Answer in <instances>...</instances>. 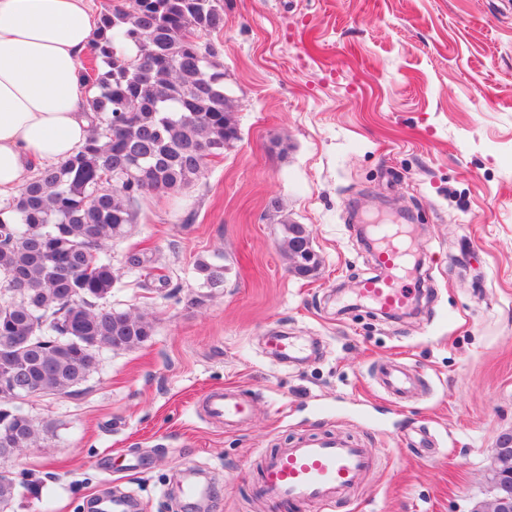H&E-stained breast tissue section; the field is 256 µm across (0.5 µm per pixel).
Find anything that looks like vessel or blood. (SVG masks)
I'll return each instance as SVG.
<instances>
[{
  "label": "vessel or blood",
  "instance_id": "vessel-or-blood-1",
  "mask_svg": "<svg viewBox=\"0 0 512 512\" xmlns=\"http://www.w3.org/2000/svg\"><path fill=\"white\" fill-rule=\"evenodd\" d=\"M376 230L381 244L375 261L385 275L361 281L358 293L394 312L407 304L408 293L401 282L408 271L412 248L398 225L380 224ZM379 380L385 391L398 396L414 386L408 370L394 365L380 368ZM200 408L206 418L221 424L244 422L250 412L238 394L222 390L208 393ZM374 464L371 449L347 436L301 439L264 457L261 495L288 506H332L349 496Z\"/></svg>",
  "mask_w": 512,
  "mask_h": 512
}]
</instances>
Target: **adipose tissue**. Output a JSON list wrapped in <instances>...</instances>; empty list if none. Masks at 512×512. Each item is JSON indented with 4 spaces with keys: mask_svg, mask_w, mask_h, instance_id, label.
Listing matches in <instances>:
<instances>
[{
    "mask_svg": "<svg viewBox=\"0 0 512 512\" xmlns=\"http://www.w3.org/2000/svg\"><path fill=\"white\" fill-rule=\"evenodd\" d=\"M98 27L90 0H0V202L86 141L81 61Z\"/></svg>",
    "mask_w": 512,
    "mask_h": 512,
    "instance_id": "obj_1",
    "label": "adipose tissue"
}]
</instances>
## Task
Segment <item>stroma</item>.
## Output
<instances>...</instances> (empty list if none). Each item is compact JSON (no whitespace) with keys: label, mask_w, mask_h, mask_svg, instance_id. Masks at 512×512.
I'll return each mask as SVG.
<instances>
[{"label":"stroma","mask_w":512,"mask_h":512,"mask_svg":"<svg viewBox=\"0 0 512 512\" xmlns=\"http://www.w3.org/2000/svg\"><path fill=\"white\" fill-rule=\"evenodd\" d=\"M200 40L240 137L112 240V301L153 332L102 350L71 394L26 400L40 434L0 459L5 512H93L117 491L195 512L190 472L206 512H282L258 495L262 456L336 433L377 462L333 512H471L512 432V0H224ZM403 213L420 304L385 318L355 296L374 274L359 227ZM286 222L311 230L316 276L290 271ZM218 253L224 285L201 287L194 265ZM390 360L417 378L405 399L376 386ZM224 388L249 403L242 426L198 410Z\"/></svg>","instance_id":"1"}]
</instances>
